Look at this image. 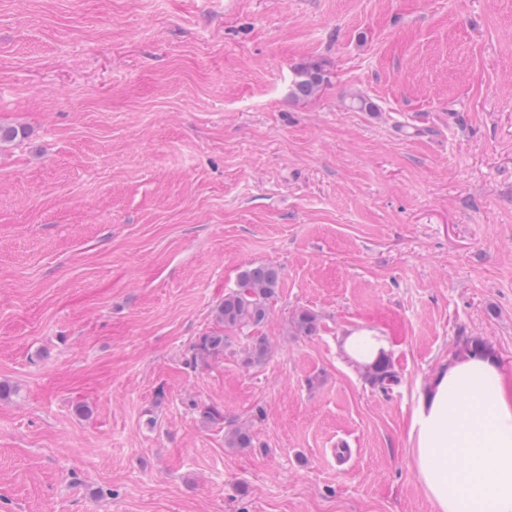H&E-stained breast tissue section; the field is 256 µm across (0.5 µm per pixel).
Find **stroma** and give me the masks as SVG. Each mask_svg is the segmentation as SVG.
Segmentation results:
<instances>
[{
	"instance_id": "1",
	"label": "stroma",
	"mask_w": 512,
	"mask_h": 512,
	"mask_svg": "<svg viewBox=\"0 0 512 512\" xmlns=\"http://www.w3.org/2000/svg\"><path fill=\"white\" fill-rule=\"evenodd\" d=\"M0 124V512H433L419 393L512 378V0H0ZM257 264L270 357L195 364ZM322 69L317 64H305L294 69L291 95L297 99L314 96L323 83ZM319 329V316L309 309L296 311L289 321V331L293 336H313ZM343 348L352 362L361 364L371 363L387 355L382 361L366 365L363 368L365 375L370 383L382 388L396 381L397 375L389 356L391 345L384 336H376L371 330L361 329L345 336ZM254 435L251 429L245 425H229L224 428V445L228 448H252Z\"/></svg>"
}]
</instances>
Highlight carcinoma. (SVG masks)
<instances>
[{
	"label": "carcinoma",
	"mask_w": 512,
	"mask_h": 512,
	"mask_svg": "<svg viewBox=\"0 0 512 512\" xmlns=\"http://www.w3.org/2000/svg\"><path fill=\"white\" fill-rule=\"evenodd\" d=\"M322 69L317 64H305L294 69L291 95L297 99L314 96L323 83ZM281 279L279 267L271 264L248 266L242 270L237 288L224 294V299L213 311V330L199 337L192 346V360L207 364L224 356L232 348L233 338L242 336L247 344L241 350L240 363L245 368L262 364L271 352L270 343L263 334ZM320 329L318 314L309 310L296 311L289 321L294 336H314ZM365 375L370 383L385 387L396 381L391 358L366 365ZM254 435L245 425H230L224 430L227 448H251Z\"/></svg>",
	"instance_id": "carcinoma-1"
}]
</instances>
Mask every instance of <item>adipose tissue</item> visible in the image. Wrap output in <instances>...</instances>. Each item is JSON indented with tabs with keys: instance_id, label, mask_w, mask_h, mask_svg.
<instances>
[{
	"instance_id": "adipose-tissue-1",
	"label": "adipose tissue",
	"mask_w": 512,
	"mask_h": 512,
	"mask_svg": "<svg viewBox=\"0 0 512 512\" xmlns=\"http://www.w3.org/2000/svg\"><path fill=\"white\" fill-rule=\"evenodd\" d=\"M343 348L356 363L389 355L387 338L362 329ZM417 477L435 512H512V383L498 358L453 357L412 413Z\"/></svg>"
}]
</instances>
